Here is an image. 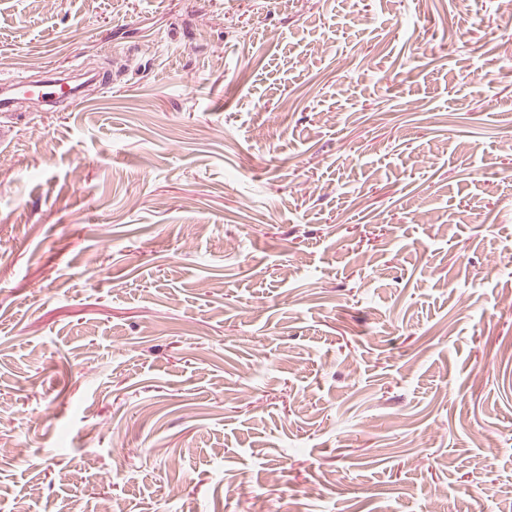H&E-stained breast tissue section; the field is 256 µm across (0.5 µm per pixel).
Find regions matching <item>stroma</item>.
I'll return each instance as SVG.
<instances>
[{
	"label": "stroma",
	"instance_id": "35a3bbf8",
	"mask_svg": "<svg viewBox=\"0 0 512 512\" xmlns=\"http://www.w3.org/2000/svg\"><path fill=\"white\" fill-rule=\"evenodd\" d=\"M82 68L0 108V512H512L498 0H0Z\"/></svg>",
	"mask_w": 512,
	"mask_h": 512
}]
</instances>
